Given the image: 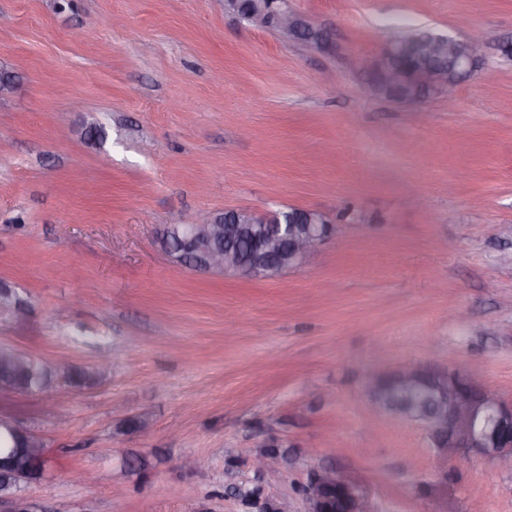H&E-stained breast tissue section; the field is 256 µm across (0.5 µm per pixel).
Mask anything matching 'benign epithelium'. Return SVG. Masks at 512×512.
I'll return each mask as SVG.
<instances>
[{
	"instance_id": "benign-epithelium-1",
	"label": "benign epithelium",
	"mask_w": 512,
	"mask_h": 512,
	"mask_svg": "<svg viewBox=\"0 0 512 512\" xmlns=\"http://www.w3.org/2000/svg\"><path fill=\"white\" fill-rule=\"evenodd\" d=\"M248 24L266 30L279 27L285 34L297 39L303 29L312 32L302 44L328 50L329 36L315 27L304 15L290 9L288 0H277L276 11L268 8L269 0H254ZM501 40L492 32H479L472 37V49L464 52L449 35H440L426 43L424 51L430 58L451 57L456 62V72L466 76L477 65V51L482 46H491ZM404 53L402 38L389 39L371 70L382 88L393 100L406 106H414L429 94L446 91L453 95L458 81L448 80V73L425 68L409 82L403 71L393 61ZM184 238L176 247L167 246L171 253L177 250L192 252L196 256V269L207 273H238L249 277H272L293 269L302 263L334 233V225L327 216L315 209L293 208L286 214L276 212L264 215L255 211L236 208L222 213L207 212L198 215L184 225ZM248 233L262 242L263 254L250 261L224 248L222 241ZM27 316L26 306L9 288L0 290V317L22 320ZM429 375L437 387L438 397L432 411L422 408L420 393L424 390V375ZM386 383H391L410 399V408L402 412L405 419L422 424L443 459L460 454H476L495 468H512V401L507 402L496 394L485 390L470 376L445 370L424 371L418 367H407L388 375L370 376L367 385L375 392ZM9 434L0 444V503L10 504L9 512H31V507L21 489L44 479L45 472H36L18 463L21 456L38 457L43 442L40 436L20 424L0 417V431ZM284 460L277 453L264 451L251 460V469L256 474L279 467ZM327 486H339L347 490V512H373L368 495L351 476L330 468H321L308 477L298 488L306 503L305 512H327L323 490Z\"/></svg>"
}]
</instances>
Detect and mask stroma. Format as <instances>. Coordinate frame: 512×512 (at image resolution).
<instances>
[{"label": "stroma", "mask_w": 512, "mask_h": 512, "mask_svg": "<svg viewBox=\"0 0 512 512\" xmlns=\"http://www.w3.org/2000/svg\"><path fill=\"white\" fill-rule=\"evenodd\" d=\"M327 52L249 27L224 0H0V285L29 304L0 346L108 380L0 389L40 434L33 512H243L228 463L276 443L268 496L304 505L311 469L350 473L374 512H512V471L442 461L381 410L367 373L431 366L512 400V61L484 46L418 112L367 70L399 25L512 37V0H289ZM123 23L113 26V16ZM71 112V122L56 116ZM106 129L82 136L85 116ZM325 213L334 235L275 278L176 261L163 230L202 210ZM67 422H53L55 410ZM148 413V431L117 423ZM202 456L208 467L180 462Z\"/></svg>", "instance_id": "obj_1"}]
</instances>
